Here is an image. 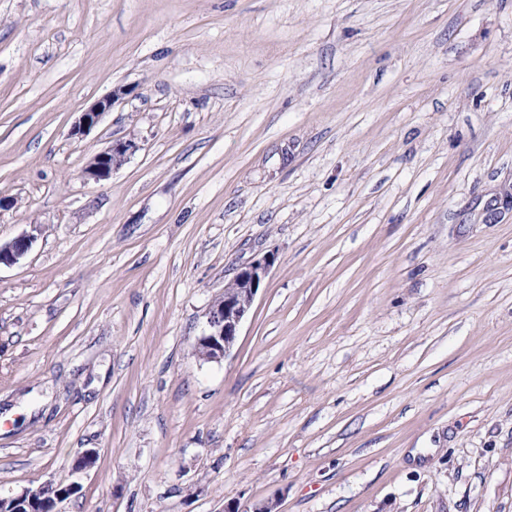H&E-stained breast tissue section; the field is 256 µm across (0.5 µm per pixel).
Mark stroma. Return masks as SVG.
<instances>
[{
  "label": "stroma",
  "instance_id": "obj_1",
  "mask_svg": "<svg viewBox=\"0 0 512 512\" xmlns=\"http://www.w3.org/2000/svg\"><path fill=\"white\" fill-rule=\"evenodd\" d=\"M510 191L512 0H0V495L512 512ZM116 99H118V96L113 93L93 103L85 112H82L78 124L73 127L72 135L83 136L86 132L97 126L103 115L112 111ZM139 149L134 139L112 141L109 147L91 158L83 170L85 179L95 183L108 180L113 171L119 169ZM40 231L38 225H31L29 232L8 240L0 241V268L1 266H12L19 263L30 251ZM274 260V255H265L239 268L224 284L223 292L212 300L195 343V353L200 360L220 362L230 353Z\"/></svg>",
  "mask_w": 512,
  "mask_h": 512
}]
</instances>
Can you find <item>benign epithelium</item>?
<instances>
[{
  "label": "benign epithelium",
  "instance_id": "7a95c632",
  "mask_svg": "<svg viewBox=\"0 0 512 512\" xmlns=\"http://www.w3.org/2000/svg\"><path fill=\"white\" fill-rule=\"evenodd\" d=\"M118 99L117 93L103 97L93 103L73 127L72 135L82 136L97 126L103 115L112 111ZM140 149L133 139L115 140L105 150L96 153L83 170L86 180L95 183L111 178L113 171L120 168ZM39 226H31L11 240L0 241V266L19 263L30 251L37 239ZM274 255H265L239 268L235 275L224 284V290L215 296L204 313L201 333L195 343L197 357L205 362H219L226 358L234 347L241 324L248 317L262 282L268 276ZM50 483L45 482L35 488H26L17 494L0 496V512H8V504L19 502L33 503L42 498Z\"/></svg>",
  "mask_w": 512,
  "mask_h": 512
}]
</instances>
